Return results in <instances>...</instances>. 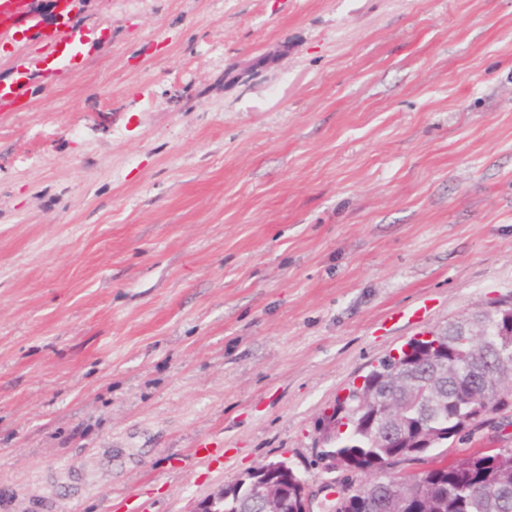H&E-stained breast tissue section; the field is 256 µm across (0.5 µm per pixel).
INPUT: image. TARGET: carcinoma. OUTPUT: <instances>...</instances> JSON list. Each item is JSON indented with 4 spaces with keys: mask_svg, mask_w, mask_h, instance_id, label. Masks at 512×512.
I'll list each match as a JSON object with an SVG mask.
<instances>
[{
    "mask_svg": "<svg viewBox=\"0 0 512 512\" xmlns=\"http://www.w3.org/2000/svg\"><path fill=\"white\" fill-rule=\"evenodd\" d=\"M509 310L504 305L479 310L430 332L429 340L406 343L411 353L400 351V363L414 367L421 400L399 406L395 433L385 431L359 395L373 391L382 399L393 396L391 355L363 376L362 387L352 384L345 396L336 398L332 414L317 418L316 424H324L318 443L336 455L344 481L356 487L335 512H512V448L494 456L467 448L463 458L452 461L447 452L437 451L468 428L512 424V334L497 332ZM473 322L488 331L475 347L455 335L462 324ZM483 384L489 397L473 410L467 403L469 391ZM402 461L421 464L404 484L390 471ZM257 477L287 492L288 512H294L299 473L273 463L262 466Z\"/></svg>",
    "mask_w": 512,
    "mask_h": 512,
    "instance_id": "obj_1",
    "label": "carcinoma"
}]
</instances>
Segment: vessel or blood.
I'll use <instances>...</instances> for the list:
<instances>
[{
  "instance_id": "1",
  "label": "vessel or blood",
  "mask_w": 512,
  "mask_h": 512,
  "mask_svg": "<svg viewBox=\"0 0 512 512\" xmlns=\"http://www.w3.org/2000/svg\"><path fill=\"white\" fill-rule=\"evenodd\" d=\"M55 21L44 23L26 0H0V36L30 34L35 55L0 80V111L26 97L33 85L54 84L62 75L82 67L98 45V23L81 21L71 0H54Z\"/></svg>"
}]
</instances>
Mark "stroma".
Segmentation results:
<instances>
[{"mask_svg":"<svg viewBox=\"0 0 512 512\" xmlns=\"http://www.w3.org/2000/svg\"><path fill=\"white\" fill-rule=\"evenodd\" d=\"M84 16L86 66L0 112V512L317 478L371 364L512 303V0Z\"/></svg>","mask_w":512,"mask_h":512,"instance_id":"stroma-1","label":"stroma"}]
</instances>
